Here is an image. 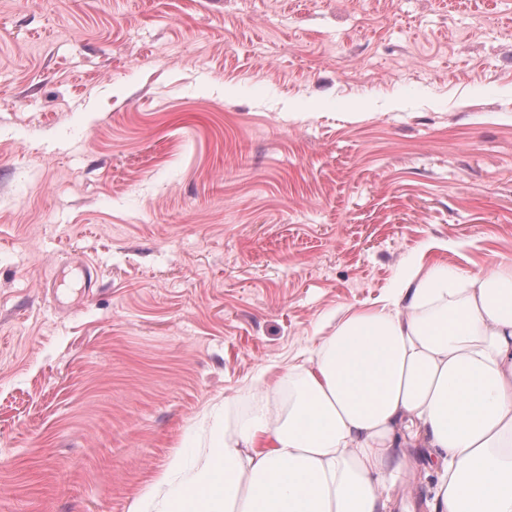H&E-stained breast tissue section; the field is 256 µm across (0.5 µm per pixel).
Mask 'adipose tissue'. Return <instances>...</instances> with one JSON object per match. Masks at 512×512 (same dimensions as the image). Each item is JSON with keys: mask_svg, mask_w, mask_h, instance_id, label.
<instances>
[{"mask_svg": "<svg viewBox=\"0 0 512 512\" xmlns=\"http://www.w3.org/2000/svg\"><path fill=\"white\" fill-rule=\"evenodd\" d=\"M224 428L160 512H388L426 451L433 512H512V265L406 269Z\"/></svg>", "mask_w": 512, "mask_h": 512, "instance_id": "adipose-tissue-1", "label": "adipose tissue"}]
</instances>
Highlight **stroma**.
I'll use <instances>...</instances> for the list:
<instances>
[{
  "instance_id": "stroma-1",
  "label": "stroma",
  "mask_w": 512,
  "mask_h": 512,
  "mask_svg": "<svg viewBox=\"0 0 512 512\" xmlns=\"http://www.w3.org/2000/svg\"><path fill=\"white\" fill-rule=\"evenodd\" d=\"M429 243L512 265V0H0V512H154Z\"/></svg>"
}]
</instances>
